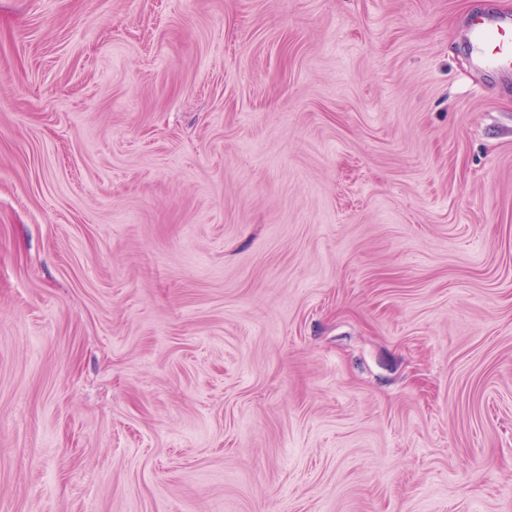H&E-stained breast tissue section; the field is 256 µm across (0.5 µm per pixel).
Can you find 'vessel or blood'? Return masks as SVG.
Instances as JSON below:
<instances>
[{
    "mask_svg": "<svg viewBox=\"0 0 512 512\" xmlns=\"http://www.w3.org/2000/svg\"><path fill=\"white\" fill-rule=\"evenodd\" d=\"M468 33L470 43L477 50L475 62L479 67L512 72V18L475 15Z\"/></svg>",
    "mask_w": 512,
    "mask_h": 512,
    "instance_id": "b4317fda",
    "label": "vessel or blood"
}]
</instances>
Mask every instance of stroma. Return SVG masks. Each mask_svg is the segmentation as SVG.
<instances>
[{
	"label": "stroma",
	"instance_id": "1",
	"mask_svg": "<svg viewBox=\"0 0 512 512\" xmlns=\"http://www.w3.org/2000/svg\"><path fill=\"white\" fill-rule=\"evenodd\" d=\"M512 0H0V512H512ZM468 33L477 50L474 60L479 67L512 72V18L477 14L470 21Z\"/></svg>",
	"mask_w": 512,
	"mask_h": 512
}]
</instances>
